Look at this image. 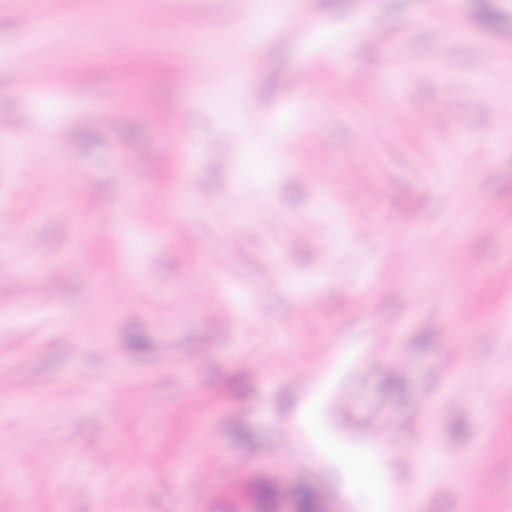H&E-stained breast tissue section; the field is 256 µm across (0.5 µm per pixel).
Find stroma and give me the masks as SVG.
<instances>
[{"label":"stroma","mask_w":512,"mask_h":512,"mask_svg":"<svg viewBox=\"0 0 512 512\" xmlns=\"http://www.w3.org/2000/svg\"><path fill=\"white\" fill-rule=\"evenodd\" d=\"M205 4L200 83L167 67L196 0H0V512H377L366 452L402 512H512V0H288L285 39Z\"/></svg>","instance_id":"1"}]
</instances>
